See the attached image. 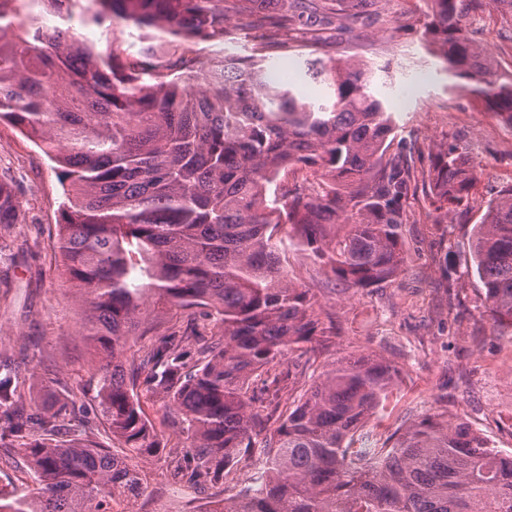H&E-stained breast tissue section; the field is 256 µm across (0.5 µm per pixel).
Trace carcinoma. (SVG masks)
<instances>
[{
	"mask_svg": "<svg viewBox=\"0 0 512 512\" xmlns=\"http://www.w3.org/2000/svg\"><path fill=\"white\" fill-rule=\"evenodd\" d=\"M68 22L123 21L134 54L99 50L70 26L45 28L38 2ZM0 0V121L18 127L56 164L66 202L55 247L83 307L80 335L100 357L94 407L74 397L33 406L0 350V457L22 453L34 494L0 512H120L147 484L139 462L163 451L139 392L168 401V428L190 448L171 454L173 478L200 491L245 471L204 512H512V452L463 421L428 414L371 448L357 446L400 369L381 355L334 362L277 419L280 391L327 346L333 317L288 279L282 256L317 257L347 288L392 280L405 255L404 203L414 190L411 151H390L387 101L376 71L350 59L311 58L322 86L310 100L293 82L266 81L262 61L292 45L290 0ZM319 23L336 6L308 0ZM424 37L469 92L512 125V74L470 38L463 20L489 8L512 20V0H428ZM243 14L269 23L253 58L226 55L204 71L199 42H222ZM305 169L322 189L288 184ZM478 180L449 144L426 175L435 210L468 204ZM18 220L12 180L0 176V228ZM488 312L512 325V187L486 206L473 243ZM178 321L140 360L129 337ZM287 352L285 373L265 376ZM103 421L121 451L85 437L54 440L58 423Z\"/></svg>",
	"mask_w": 512,
	"mask_h": 512,
	"instance_id": "carcinoma-1",
	"label": "carcinoma"
}]
</instances>
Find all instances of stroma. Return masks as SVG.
<instances>
[{"label":"stroma","instance_id":"1","mask_svg":"<svg viewBox=\"0 0 512 512\" xmlns=\"http://www.w3.org/2000/svg\"><path fill=\"white\" fill-rule=\"evenodd\" d=\"M376 14L360 16L343 31L325 30L318 39L288 33V56L267 59V75L283 74L304 96L318 86L301 60L351 57L371 65L378 91L387 98L394 131L392 148H415L418 185L405 203L407 257L399 275L373 288L344 289L329 279L319 261L292 250L284 267L290 279L310 288L336 319L340 334L318 365L361 354H380L402 374L379 412L367 423L390 434L403 422L447 411L467 422L495 448L512 452V325L495 323L484 288L472 273V242L489 200L512 187V126L486 111L462 80L448 77L445 63L430 53L423 37L426 0H377ZM467 32L502 69L512 68V23L487 10L466 23ZM262 28L236 20L224 43H202L203 61L224 55L252 56ZM462 145L479 172L467 206L443 216L430 206L422 180L436 146ZM0 173L17 188L19 219L0 235V341L17 351L16 376L35 403L72 394L86 405L97 400L89 373L96 354L80 335L83 313L62 276L53 248L63 192L52 161L13 125L0 121ZM457 267L455 284L444 273ZM167 455L143 461L148 488L138 512H200L202 495L171 481Z\"/></svg>","mask_w":512,"mask_h":512}]
</instances>
